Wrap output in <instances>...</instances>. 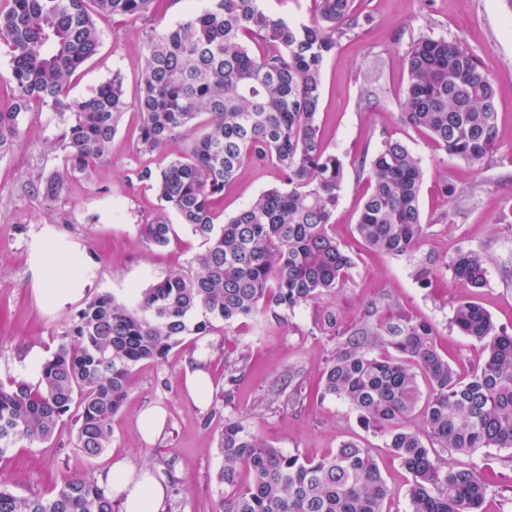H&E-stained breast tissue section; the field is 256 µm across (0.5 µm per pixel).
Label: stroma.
<instances>
[{
  "instance_id": "obj_1",
  "label": "stroma",
  "mask_w": 512,
  "mask_h": 512,
  "mask_svg": "<svg viewBox=\"0 0 512 512\" xmlns=\"http://www.w3.org/2000/svg\"><path fill=\"white\" fill-rule=\"evenodd\" d=\"M370 18L356 38L342 41L322 71L320 134L329 152L352 165L364 151L383 140L398 139L422 160L424 181L420 206L426 234L420 257L447 259L459 249L486 257L487 283L475 289L443 276L421 287L412 262L366 248L355 232L365 182L348 174L330 232L350 251L356 267L349 282L332 296L297 309L287 323L259 315L240 323L229 335L207 336L208 367L213 389L204 406L187 393L183 369L193 355L192 338L171 350L165 363L145 361L132 373L127 399L112 420V443L98 458H87L75 445L69 426L45 444L22 445L0 458V482L19 494L46 495L61 477H96L119 456L157 467L172 475L165 512H213L214 476L221 465L219 431L225 418L243 419L262 439L288 453L318 458L346 441L371 448L381 473L394 490L386 512H410V474L383 439L360 426L349 405L323 395L321 381L340 342L341 332L356 327L369 304L381 315L401 310L432 323L441 354L461 376H469L485 357L482 343L452 330L456 304L472 300L491 315L498 330L512 334V5L507 0H355ZM432 30L434 36L460 39L475 54L496 86L498 140L496 152L482 170L448 159L423 132L398 119L406 74L401 59L411 33ZM146 53L145 26L127 19L103 27L97 55L72 77L70 93L81 97L119 71L128 98L138 94V72ZM373 106L360 110L362 93ZM21 141L14 153L0 158V381L21 380L26 353L39 348L50 357L72 315L71 301L62 310L41 304L34 293L40 245L66 242L94 268L83 277L85 297L109 292L127 297L178 271L204 249L186 228L164 248L146 246L138 227L157 212L155 193L134 181L139 118L125 115L94 178L76 176L53 203L34 194L28 184L36 171L59 164L58 117L35 105L20 118ZM454 183L459 194L447 200L441 181ZM280 173L269 163L246 162L224 187L214 209L218 220L239 212L262 191L279 185ZM454 212V222L442 221ZM335 311L337 332L319 329L322 309ZM245 357L246 369L225 395V357ZM299 372L306 396L286 406L276 393L289 373ZM152 405L167 413L165 431L149 444L137 427L139 413ZM461 467H476L487 478L483 512H512V451L484 448L454 456Z\"/></svg>"
}]
</instances>
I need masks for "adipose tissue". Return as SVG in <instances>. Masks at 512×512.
Returning a JSON list of instances; mask_svg holds the SVG:
<instances>
[{"mask_svg": "<svg viewBox=\"0 0 512 512\" xmlns=\"http://www.w3.org/2000/svg\"><path fill=\"white\" fill-rule=\"evenodd\" d=\"M40 273L35 294L38 299L63 308L78 289L73 288L75 274L67 259L59 255L53 245H43L40 256ZM100 485L121 495L123 512H161L166 500L167 482L153 468L136 465L131 459L121 457L97 476Z\"/></svg>", "mask_w": 512, "mask_h": 512, "instance_id": "ef3b65f1", "label": "adipose tissue"}]
</instances>
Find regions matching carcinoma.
Masks as SVG:
<instances>
[{"label": "carcinoma", "instance_id": "obj_1", "mask_svg": "<svg viewBox=\"0 0 512 512\" xmlns=\"http://www.w3.org/2000/svg\"><path fill=\"white\" fill-rule=\"evenodd\" d=\"M161 0H10L0 10V45L10 56L12 103L0 108V157L19 137V117L39 102L60 119V168L40 171L32 189L53 202L68 178H91L123 116L139 115L136 181L161 207L139 225L143 242L164 247L175 234L170 213L206 245L188 268L119 301L103 292L86 301L41 368L36 386L0 383V457L26 443H47L69 419L76 447L88 458L112 440L133 369L164 361L188 335L228 333L258 314L288 315L333 294L355 268L330 234L345 181L343 160L323 145L321 74L338 44L369 17L355 0H314L306 22L273 14L263 0H209L169 28L155 26ZM136 17L146 24L139 93L130 102L124 78L81 98L70 77L98 51L102 26ZM407 82L400 120L426 132L436 147L473 169L496 151V89L477 57L456 38L424 32L402 59ZM173 140L185 151L163 167L152 157ZM271 162L281 186L261 192L236 215L215 223L213 204L246 161ZM365 180L356 233L369 248L411 259L425 224L419 205L424 169L402 141L385 139L354 166ZM445 268L474 288L486 284L476 250L448 256ZM424 288L436 269L417 263ZM372 304L360 327L339 343L323 375V393L346 401L359 423L386 440L412 475L411 512H481L486 483L453 454L512 449V335L496 329L479 304L456 305L452 327L484 344L486 357L462 379L439 351L433 324L399 314L378 316ZM387 353L371 354L376 347ZM245 370L224 359L228 386ZM425 377L422 391L419 377ZM301 400L298 374L281 388ZM430 444L409 425L416 410ZM215 512H385L392 490L370 449L347 441L319 459L286 453L243 421L224 419ZM0 512H116L112 493L94 479L65 476L47 496H22L0 485Z\"/></svg>", "mask_w": 512, "mask_h": 512}]
</instances>
